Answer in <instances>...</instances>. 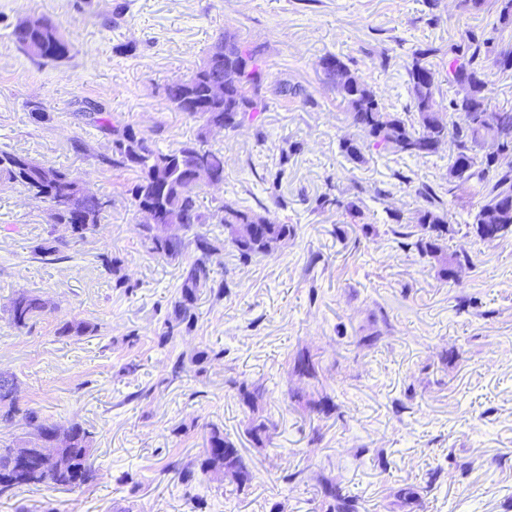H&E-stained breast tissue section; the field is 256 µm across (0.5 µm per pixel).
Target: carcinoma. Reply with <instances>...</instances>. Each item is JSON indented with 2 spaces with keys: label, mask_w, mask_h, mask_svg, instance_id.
Returning a JSON list of instances; mask_svg holds the SVG:
<instances>
[{
  "label": "carcinoma",
  "mask_w": 512,
  "mask_h": 512,
  "mask_svg": "<svg viewBox=\"0 0 512 512\" xmlns=\"http://www.w3.org/2000/svg\"><path fill=\"white\" fill-rule=\"evenodd\" d=\"M14 43L30 42L39 60L58 62L69 56L70 45L59 39L55 20L44 16V23L36 28L13 27L10 32ZM429 51L413 54L407 68L414 107L419 114L420 129L407 125L393 112L385 111L376 92L348 66L334 55L323 59L327 82L346 102L352 121L362 127L377 144L394 154L430 155L448 139V124L437 109L435 84L420 78L428 70L426 58ZM480 46L469 55L453 58L449 71L454 74L451 83L466 82L469 93L448 101V109L459 114L461 125L455 132V158L451 168L468 169L476 178L475 187L481 203L472 217L476 233L483 239L501 238L512 232V170H495V161L488 156H478L476 147L491 136V130L479 114H494L498 128L512 132V110L491 108L486 90L489 76L486 66L478 61ZM232 64L238 72V83L224 90V95L212 94V83L224 78V67ZM268 80L252 55L243 50L231 36L222 35L212 45L206 56L195 64L192 73L168 84L167 97L181 112L202 121L200 131L193 141L181 143L166 152L152 148L148 139L130 125L105 122L104 113L95 112L91 120L112 135L111 153L99 157L101 164L112 168H126L136 172L130 194L137 206L151 207L170 218L167 225L178 233L163 235L156 224L138 225L141 243L153 255L176 259L191 251L194 257L182 269L177 296L171 302L172 311L164 319L159 333V345L164 346L174 337L189 332L198 320L197 301L203 290H209L217 299L224 297V281L214 277L212 257L216 247L203 231V226L215 222L224 227V239L238 252L239 259L247 262L254 257L270 255L295 236L290 224H278L250 208L221 203L210 215L200 212L192 176L199 166L206 167L212 176L224 181V155L206 147L211 127L223 125L235 128L229 119L245 117L265 108L261 90ZM19 184L28 194L42 202L64 206L61 221L68 224L73 237L84 241L99 229L109 202L100 196L83 195L79 181L67 169L34 161L27 155L0 150V177ZM417 251L434 258L442 278L455 276L469 259L448 261L445 240L448 234L444 212L432 205L418 212L416 219ZM105 270L112 274L115 286L132 293L139 284L131 282L122 273V262L117 258H104ZM48 306V303L24 291L11 299L9 318L19 330L29 327ZM98 324L83 319L64 322L57 330L61 337L95 336ZM18 385L15 378L0 372V424L13 421L24 413L30 442L41 448L56 449L64 465L49 473L35 469L23 470L12 462L11 444L0 443V497L12 494L17 488L48 484L59 488H75L87 484L94 477L90 433L79 423L66 427L47 424L36 411L21 410L17 400ZM240 401L256 409L260 390L243 380L238 385ZM271 421L257 416L251 420L247 434L252 442L260 445L268 438ZM207 429L206 449L191 467L178 472L183 481H190L200 472L216 481L228 476L238 487L246 486L252 477L239 449L224 437V431L214 424ZM324 496L328 499L326 512H353L352 500L336 492V486L327 483Z\"/></svg>",
  "instance_id": "carcinoma-1"
}]
</instances>
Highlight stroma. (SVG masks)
<instances>
[{"instance_id":"1","label":"stroma","mask_w":512,"mask_h":512,"mask_svg":"<svg viewBox=\"0 0 512 512\" xmlns=\"http://www.w3.org/2000/svg\"><path fill=\"white\" fill-rule=\"evenodd\" d=\"M497 0H0V150L70 170L109 198L96 236L74 241L50 226L46 203L0 178V371L18 380L21 408L93 434L97 476L71 490L40 486L0 500V512H322L325 482L357 512H512V235L477 236L474 187H449L452 143L426 157L374 146L354 124L321 61L333 55L369 84L407 124L418 114L407 76L417 49L429 50L436 99L448 83L451 45L464 34L512 48V24ZM54 18L68 58L39 63L13 42V24ZM253 50L269 82L302 86L304 97L268 95L265 110L209 148L224 154V181L198 185L201 212L220 202L251 208L295 228L287 246L241 263L222 225L217 247L223 299L202 293L191 332L159 345L186 258L148 253L128 189L136 174L99 164L111 137L90 120L103 108L153 148L196 137L200 123L176 110L165 88L188 77L219 35ZM49 112L34 122L31 104ZM362 144L349 161L342 141ZM441 201L449 255L471 264L438 275L410 233L423 189ZM336 205L319 207L322 196ZM355 203L348 211L347 203ZM59 238L57 260L34 255L37 240ZM118 257L139 287H114L99 259ZM48 304L29 328L6 308L19 290ZM100 326L94 337L64 338L72 319ZM213 348L222 358L186 364L177 356ZM315 377L294 371L298 357ZM261 390L256 408L236 384ZM273 426L265 446L247 435L253 414ZM214 423L247 460L252 481L170 471L204 451Z\"/></svg>"}]
</instances>
